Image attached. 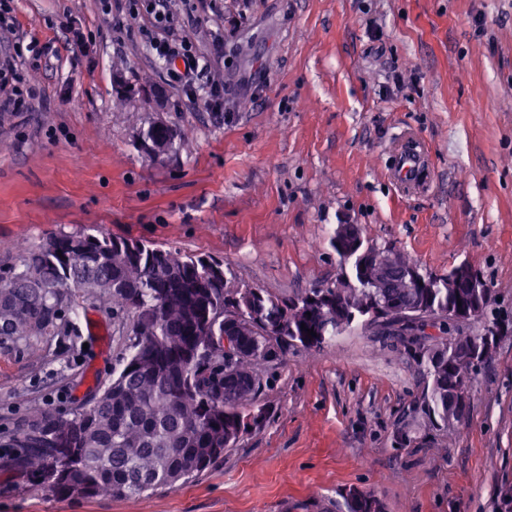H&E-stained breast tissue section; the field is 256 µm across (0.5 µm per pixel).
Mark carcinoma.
<instances>
[{
  "label": "carcinoma",
  "mask_w": 512,
  "mask_h": 512,
  "mask_svg": "<svg viewBox=\"0 0 512 512\" xmlns=\"http://www.w3.org/2000/svg\"><path fill=\"white\" fill-rule=\"evenodd\" d=\"M177 152L184 135L151 123L141 133ZM330 245L350 263L336 283L288 298L258 288L234 287L218 260L150 245L140 239L58 233L0 262V343H22L35 353L51 336H76L77 299L112 303V320L127 336L111 383L95 389L69 412L33 404L15 427L0 432V448H22L21 465L32 481L56 495L133 500L146 491L175 487L208 469L259 426L258 397L267 370L288 349H320L346 327L363 324L380 336H397L424 366L421 411L448 417V392L471 381L480 365L463 363L466 349L492 327L466 331L448 326V309L472 296L445 276L421 272L424 286L410 288L401 270L418 268L394 247L351 249ZM324 295L317 302L311 297ZM414 309L439 324L440 335L414 336L371 324V306ZM316 336H307V330ZM369 491L354 488L336 512H372Z\"/></svg>",
  "instance_id": "1"
}]
</instances>
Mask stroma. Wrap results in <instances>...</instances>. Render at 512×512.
<instances>
[{
    "label": "stroma",
    "mask_w": 512,
    "mask_h": 512,
    "mask_svg": "<svg viewBox=\"0 0 512 512\" xmlns=\"http://www.w3.org/2000/svg\"><path fill=\"white\" fill-rule=\"evenodd\" d=\"M128 5L14 0L40 96L0 118V258L103 226L293 297L335 282L345 217L425 271L469 262L512 315V0H191L181 34L224 87L219 117L168 83ZM160 120L189 146L156 161L136 140ZM407 142L429 157L410 193L392 176ZM86 309L83 343L0 344V426L110 382L124 338L109 305ZM423 388L416 359L356 325L290 349L260 396L269 420L187 483L62 498L0 455V512H333L353 487L383 512H512V332L462 422L423 416Z\"/></svg>",
    "instance_id": "stroma-1"
}]
</instances>
